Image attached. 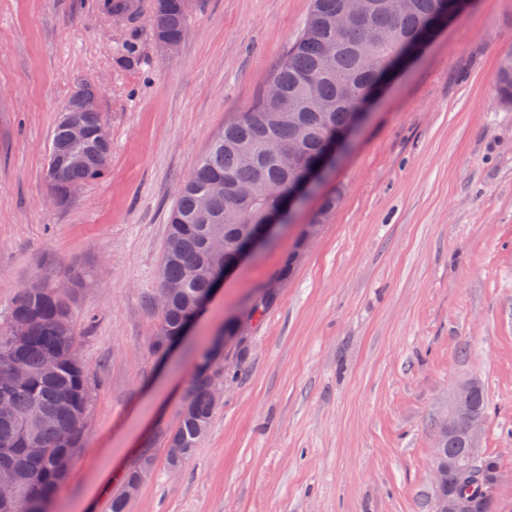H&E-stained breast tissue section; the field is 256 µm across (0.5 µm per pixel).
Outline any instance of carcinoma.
<instances>
[{
    "mask_svg": "<svg viewBox=\"0 0 512 512\" xmlns=\"http://www.w3.org/2000/svg\"><path fill=\"white\" fill-rule=\"evenodd\" d=\"M348 0H312L306 22L269 80L279 87L272 101L260 94L233 120L224 124L180 187L169 215L167 245L159 269V285L168 288L159 310L155 336L170 344L184 333L191 312L202 304L234 264L238 251L267 215L288 205V192L306 170L346 131L370 94L393 73L417 40L448 14V0H366L365 15L340 27L336 16ZM103 11L131 21L143 0H101ZM153 29L161 46L181 42L188 28L190 0H152ZM80 96L65 105L93 129L103 123L101 112L81 111L82 102L99 99V88L75 81ZM502 100L512 104V55L499 69ZM112 144L90 135L70 137L64 120L51 133L47 166L58 170L50 183L59 203L70 201L68 185L105 176ZM78 329L67 296L33 283L24 288L0 330V372L21 364L28 377L13 385L5 400L12 416H0V448L30 447L27 417L43 408L49 421L40 431L44 455L21 452L15 463L21 483L15 490L20 512H50L57 486L67 477L75 453L85 439L88 409L94 390L92 374L77 352ZM56 360L47 373V357ZM214 367L211 344L201 348L196 371L166 439V448L180 449L183 465L206 435L214 413L208 392ZM497 462L476 461L462 480L450 468L447 487L461 490L474 502V512H497L493 480Z\"/></svg>",
    "mask_w": 512,
    "mask_h": 512,
    "instance_id": "obj_1",
    "label": "carcinoma"
}]
</instances>
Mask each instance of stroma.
Returning <instances> with one entry per match:
<instances>
[{"label": "stroma", "mask_w": 512, "mask_h": 512, "mask_svg": "<svg viewBox=\"0 0 512 512\" xmlns=\"http://www.w3.org/2000/svg\"><path fill=\"white\" fill-rule=\"evenodd\" d=\"M191 3L172 54L147 10L128 25L100 0H0V322L31 283L71 284L95 381L51 512H110L146 451L154 473L127 512H432L436 431L463 382L488 401L484 454L512 470V104L498 85L512 0H472L395 78L332 174L162 358L150 343L178 189L311 6ZM78 75L101 90L112 156L57 206L49 137ZM266 287L274 304L224 353L237 376L208 434L170 474L164 436L201 341Z\"/></svg>", "instance_id": "stroma-1"}]
</instances>
